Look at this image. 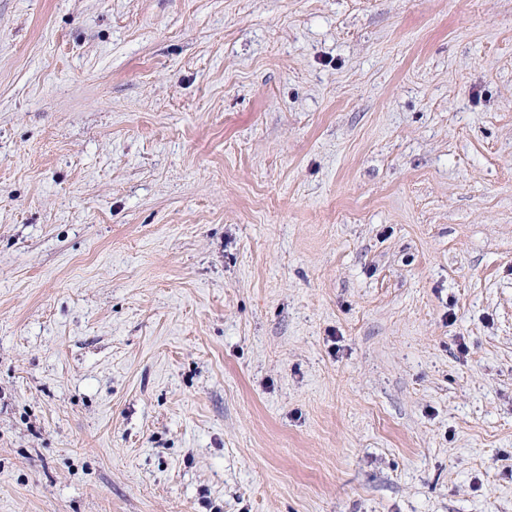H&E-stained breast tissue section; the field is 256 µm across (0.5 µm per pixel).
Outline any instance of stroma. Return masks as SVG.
<instances>
[{
  "mask_svg": "<svg viewBox=\"0 0 512 512\" xmlns=\"http://www.w3.org/2000/svg\"><path fill=\"white\" fill-rule=\"evenodd\" d=\"M0 512H512V0H0Z\"/></svg>",
  "mask_w": 512,
  "mask_h": 512,
  "instance_id": "obj_1",
  "label": "stroma"
}]
</instances>
